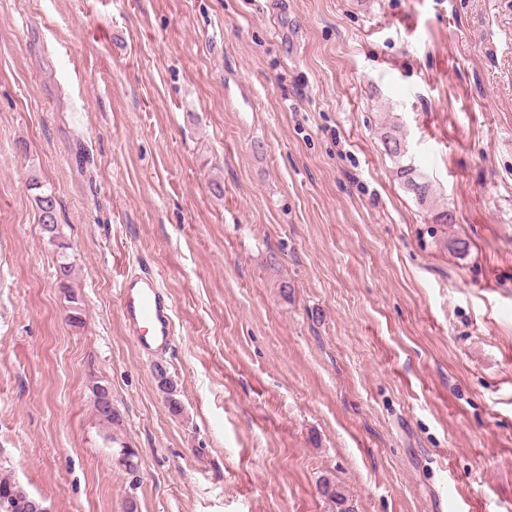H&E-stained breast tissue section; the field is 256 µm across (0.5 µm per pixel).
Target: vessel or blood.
Returning a JSON list of instances; mask_svg holds the SVG:
<instances>
[{"mask_svg":"<svg viewBox=\"0 0 512 512\" xmlns=\"http://www.w3.org/2000/svg\"><path fill=\"white\" fill-rule=\"evenodd\" d=\"M120 312L130 336L146 355L172 350L175 343L173 307L158 277L129 273L119 283Z\"/></svg>","mask_w":512,"mask_h":512,"instance_id":"b4317fda","label":"vessel or blood"}]
</instances>
